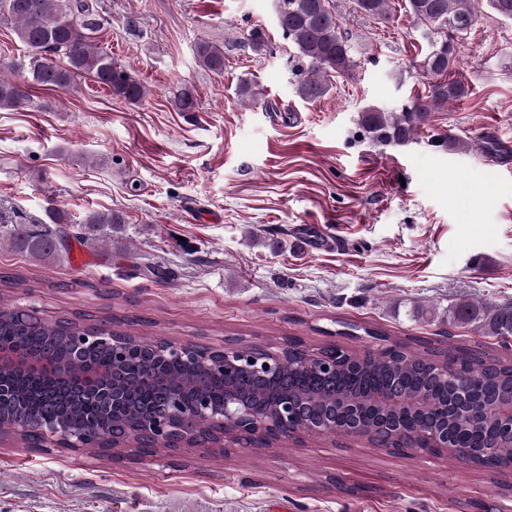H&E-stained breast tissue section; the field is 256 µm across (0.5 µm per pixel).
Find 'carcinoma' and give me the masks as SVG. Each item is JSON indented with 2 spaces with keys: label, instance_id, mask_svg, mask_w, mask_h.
Returning a JSON list of instances; mask_svg holds the SVG:
<instances>
[{
  "label": "carcinoma",
  "instance_id": "obj_1",
  "mask_svg": "<svg viewBox=\"0 0 512 512\" xmlns=\"http://www.w3.org/2000/svg\"><path fill=\"white\" fill-rule=\"evenodd\" d=\"M287 9L278 26L297 58L296 95L305 102L325 97L330 77L348 75L357 66L349 40L331 0H286ZM358 12L383 19L389 14V0H354ZM484 7L501 19L512 21V0H406L405 8L421 36L427 40L420 68L431 77L430 93L414 98L395 111L367 105L358 111L357 125L377 145L405 146L428 124L434 112L469 95V84L452 74L457 49L448 39H457L472 27ZM0 23L12 28L26 49L15 68L26 74L33 87L69 90L78 77H87L109 93L131 105H141L148 89L127 66L112 58V53L97 46L98 35L108 23L98 11L96 0H0ZM244 42L257 56L270 52L264 28L255 26L242 33ZM194 54L200 67L217 75L224 73V46L201 39ZM29 94L15 81L0 74V111H20L29 104ZM171 105L178 112H195L196 89L181 84L171 91ZM48 221L19 224L0 211V243L37 259H51L67 250L66 216L57 208L47 209ZM122 215L93 211L84 220L85 237L97 239L104 228L123 224ZM454 321L472 325L481 336H512V309L482 308L472 303L451 307ZM19 309L0 303V343L25 352L48 356L74 368L86 362L96 364L123 390L125 402L114 414L83 395L77 378H48L38 375L0 376L14 394L13 405L5 411L0 426L15 420L29 421L22 440L26 447L39 448L40 422L61 420L84 434L85 449L108 455L112 443L132 442L135 429L145 411L161 400L174 396L190 414L202 399L219 406L224 403V387L230 385L249 394L252 402L266 407L282 391L303 400L316 416L324 413L334 396L358 403L365 418L381 413L387 394H407L417 398L410 410L398 417L402 437L411 442L410 433L430 419L448 417L452 448L448 454L459 457L464 448L490 468L512 457V434L506 430L505 416L498 408L512 396V351L501 357H487L455 347L444 353L448 378L430 373L432 351L411 352L400 343H391L377 352L359 355L347 349L336 357V369L323 377L298 366L306 350L296 337L288 338V360L274 367L270 377L255 380L241 369L225 375L217 367L189 366L173 360L164 376L156 378L145 362L141 348L129 345L118 354L110 341L84 342L83 336L112 333L129 335L137 319L114 317L112 329L90 326V315L76 312L46 324Z\"/></svg>",
  "mask_w": 512,
  "mask_h": 512
}]
</instances>
